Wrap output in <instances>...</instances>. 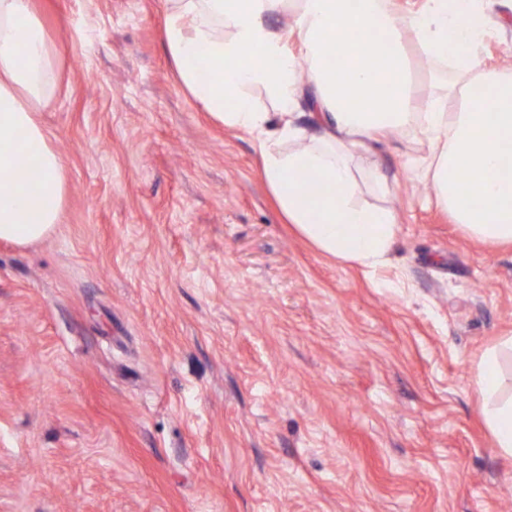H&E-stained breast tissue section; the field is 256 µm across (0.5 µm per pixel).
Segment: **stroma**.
<instances>
[{"label": "stroma", "instance_id": "obj_1", "mask_svg": "<svg viewBox=\"0 0 512 512\" xmlns=\"http://www.w3.org/2000/svg\"><path fill=\"white\" fill-rule=\"evenodd\" d=\"M39 7L67 192L48 238L0 241V512H512L475 384L512 336V245L431 202L423 132L354 153L361 204L396 216L369 273L187 94L164 0ZM485 13L484 67L512 74V0ZM404 47L417 107L452 75Z\"/></svg>", "mask_w": 512, "mask_h": 512}]
</instances>
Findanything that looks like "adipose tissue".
<instances>
[{
    "label": "adipose tissue",
    "instance_id": "obj_1",
    "mask_svg": "<svg viewBox=\"0 0 512 512\" xmlns=\"http://www.w3.org/2000/svg\"><path fill=\"white\" fill-rule=\"evenodd\" d=\"M165 45L181 83L204 111L250 134L260 172L290 224L321 252L368 270L385 265L395 216L358 204L353 152L379 137L418 125L429 144L422 171L436 202L467 234L512 243V77L485 71L479 45L482 0L452 14L447 0H425L402 18L387 0H166ZM290 10L291 25L270 19ZM412 30L422 50L461 65L421 111L411 109L402 42ZM378 34L394 60L380 69L332 59L331 47ZM298 39L300 54L288 43ZM312 81L313 122L300 113L303 81ZM56 82L53 52L34 0H0V240L24 247L52 234L66 195V171L36 117ZM269 89L276 109L255 107L254 87ZM462 96L457 111L447 101ZM233 110H226L228 101ZM474 174L477 193L463 177ZM321 184L312 192L311 183ZM512 336L481 357L476 383L497 448L512 455V391L502 364Z\"/></svg>",
    "mask_w": 512,
    "mask_h": 512
}]
</instances>
